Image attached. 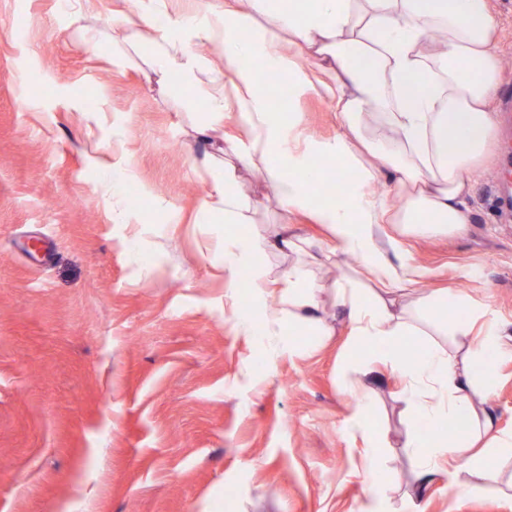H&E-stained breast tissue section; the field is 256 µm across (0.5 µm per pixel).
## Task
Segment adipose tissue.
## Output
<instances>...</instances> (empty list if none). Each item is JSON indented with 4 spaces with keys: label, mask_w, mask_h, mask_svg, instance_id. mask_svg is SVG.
<instances>
[{
    "label": "adipose tissue",
    "mask_w": 512,
    "mask_h": 512,
    "mask_svg": "<svg viewBox=\"0 0 512 512\" xmlns=\"http://www.w3.org/2000/svg\"><path fill=\"white\" fill-rule=\"evenodd\" d=\"M134 49L181 86L204 91L207 130L233 120L240 136L224 141L223 160L208 159L211 176L201 219L239 224L247 236H213L206 258L228 283L250 274L253 303L237 335L258 341L265 361L306 356L326 346L337 328L325 315L341 310L352 346L372 345L362 375L398 373V401L410 417L402 446L418 494L407 512H425L423 493L441 474L460 492L498 483L497 461L512 458V433L497 429L488 409L495 362L512 357V323L454 288L426 290L428 272L404 246L408 237L455 235L473 221L467 198L477 170L491 154L501 70V33L491 0H224L196 20L173 19L162 0H138ZM258 25L256 36L239 32ZM437 42H428L429 34ZM202 43L225 58L232 95L193 52ZM262 60L286 76L289 94H318L335 102L339 131L318 139L304 115L279 111L258 89L252 65ZM329 157L347 170L345 196L313 205L310 188L322 179L315 165ZM258 172L283 220L305 216L324 241L271 236L257 223V206L242 190L239 170ZM385 192H375L376 184ZM361 262L333 286L324 275L338 256ZM456 319L444 318L447 308ZM307 335L298 344L292 329ZM421 339L420 357L406 363L401 339ZM372 399L360 395L348 428L368 452L362 465L369 498L386 494L376 476L385 432L366 424ZM464 428L456 441L433 435L435 424Z\"/></svg>",
    "instance_id": "adipose-tissue-1"
}]
</instances>
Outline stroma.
<instances>
[{"label":"stroma","mask_w":512,"mask_h":512,"mask_svg":"<svg viewBox=\"0 0 512 512\" xmlns=\"http://www.w3.org/2000/svg\"><path fill=\"white\" fill-rule=\"evenodd\" d=\"M92 44L69 36L61 0H0V512H359L364 443L345 422L358 399L338 373L345 336L306 358L282 356L243 379L258 347L235 335L230 290L202 253L197 220L209 191L199 133L206 97L179 90L128 52L114 65L112 17L136 0H93ZM501 30L493 156L473 185L474 222L460 236L410 241L431 288H457L512 320V212L491 189L512 143V0H494ZM85 93L98 122L71 112ZM125 129L114 144L113 124ZM114 149L144 196L134 214L160 243L133 261L124 225L96 189L91 146ZM489 399L512 432V361ZM396 375L369 388L379 449L397 497L413 474ZM492 490L428 488L426 512H512V462Z\"/></svg>","instance_id":"stroma-1"}]
</instances>
